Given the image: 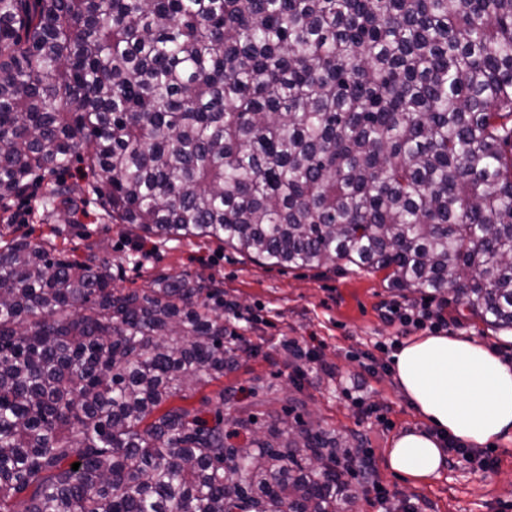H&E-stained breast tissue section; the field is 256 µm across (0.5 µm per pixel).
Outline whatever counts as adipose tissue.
Wrapping results in <instances>:
<instances>
[{
  "label": "adipose tissue",
  "mask_w": 512,
  "mask_h": 512,
  "mask_svg": "<svg viewBox=\"0 0 512 512\" xmlns=\"http://www.w3.org/2000/svg\"><path fill=\"white\" fill-rule=\"evenodd\" d=\"M398 383L432 432L396 438L388 465L397 475L438 476L442 439L475 448L512 435V365L472 340L431 334L404 343L393 355Z\"/></svg>",
  "instance_id": "ef3b65f1"
}]
</instances>
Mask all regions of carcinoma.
Returning a JSON list of instances; mask_svg holds the SVG:
<instances>
[{
    "label": "carcinoma",
    "instance_id": "1",
    "mask_svg": "<svg viewBox=\"0 0 512 512\" xmlns=\"http://www.w3.org/2000/svg\"><path fill=\"white\" fill-rule=\"evenodd\" d=\"M75 160L54 210L512 330V0H0V208ZM114 281L0 231V512H349L336 434L224 430L204 389L252 348L219 282Z\"/></svg>",
    "mask_w": 512,
    "mask_h": 512
}]
</instances>
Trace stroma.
Wrapping results in <instances>:
<instances>
[{
    "label": "stroma",
    "instance_id": "1",
    "mask_svg": "<svg viewBox=\"0 0 512 512\" xmlns=\"http://www.w3.org/2000/svg\"><path fill=\"white\" fill-rule=\"evenodd\" d=\"M46 184L37 185L15 211H0V227L16 234L40 235L58 229V246L71 249L90 241L111 252L124 275L122 288L142 287L147 274L189 272L215 277L225 300L234 302L235 322L255 347L225 374L222 385L235 389L224 403L225 420L241 409L259 426L291 415L313 427L352 438L367 449L369 476L353 481L360 512H501L512 504V440L487 448L485 468L447 453L438 477L414 482L387 465L393 440L409 431H429V424L402 393L391 354L398 325L387 318L395 304L431 303L447 323L446 335L472 339L512 364V331L494 330L448 293L430 297L402 295L390 288L384 273L369 274L337 263L320 269L269 268L215 242L191 238L165 244L136 245L126 225L110 223L95 196L79 209L47 214L42 207ZM386 496L376 501L369 483Z\"/></svg>",
    "mask_w": 512,
    "mask_h": 512
}]
</instances>
